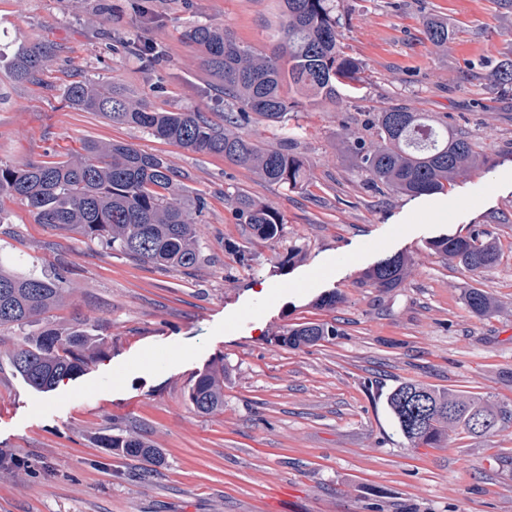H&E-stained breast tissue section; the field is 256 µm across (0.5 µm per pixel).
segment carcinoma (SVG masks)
Masks as SVG:
<instances>
[{"label":"carcinoma","mask_w":512,"mask_h":512,"mask_svg":"<svg viewBox=\"0 0 512 512\" xmlns=\"http://www.w3.org/2000/svg\"><path fill=\"white\" fill-rule=\"evenodd\" d=\"M277 51L271 55L240 44L224 28L200 23L185 38L201 53V67L234 109L224 124L212 123L199 109L159 112L103 85L75 81L65 98L82 112H98L111 121L141 128L154 137L198 153L246 166L266 181L298 189L306 185L305 162L287 145L288 90L306 98H334L341 87L356 89V63L340 49L335 0H283ZM427 39L448 44V23L431 17L424 22ZM55 55L40 41L15 53L9 68L18 82L37 83ZM487 80L512 91V59H503ZM262 120L283 135L279 148H264L236 129ZM377 142L354 145L360 167L373 187L405 195L443 193L453 180L472 169L490 166L463 133L437 127L422 112L392 106L375 119ZM187 175L162 157L123 142L98 143L68 161H43L23 168L0 164V201L16 200L38 224L73 227L100 242L115 255L171 269H189L201 259L199 217L207 207L201 195L183 194ZM236 220L261 240L280 236L285 224L274 208L250 196L231 200ZM430 248L461 269L483 273L500 254L487 230L448 235ZM406 260L389 256L363 272L361 281L381 290L401 287ZM68 283L62 274L16 272L0 262V327H37L10 356L14 370L28 386L45 391L84 372L93 348L92 329L79 323L67 332L39 326L40 316L62 298ZM465 302L475 315L491 309L486 292L471 288ZM339 335L331 322L286 325L277 342L288 349L314 345ZM187 397L198 412L224 410V366L199 373ZM386 404L399 432L414 446L434 448L452 429L475 435L491 432L512 415L473 396L436 391L406 381L392 388ZM485 423L481 427L478 422ZM105 447L125 457L161 461V453L138 433L105 437Z\"/></svg>","instance_id":"carcinoma-1"}]
</instances>
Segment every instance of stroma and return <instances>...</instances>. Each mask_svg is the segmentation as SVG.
Wrapping results in <instances>:
<instances>
[{
  "mask_svg": "<svg viewBox=\"0 0 512 512\" xmlns=\"http://www.w3.org/2000/svg\"><path fill=\"white\" fill-rule=\"evenodd\" d=\"M281 12V0H0V55L38 40L58 49L38 84L0 64V163L128 142L187 174L189 195L208 202L191 270L114 255L35 223L20 202L0 204L10 216L0 260L64 271L69 283L45 323L96 331L86 371L40 393L10 364L24 331L0 328V512H512V420L416 448L385 401L414 381L512 410V93L487 79L512 58V10L498 0H336L363 81L333 101L297 97L288 125L309 173L300 189L64 99L68 84L90 81L223 122L228 107L184 32L212 23L268 53ZM431 16L447 22V46L426 40ZM144 41L162 45L159 62L128 51ZM396 104L467 132L491 168L438 194L370 190L351 143L373 144L367 118ZM240 194L284 215L280 237L260 241L236 223ZM475 229L500 248L489 272L461 271L429 247ZM393 255L408 260L402 287L362 284L364 269ZM470 288L491 296L488 314L470 312ZM332 291L335 310L312 308ZM307 321L335 322L339 334L296 350L275 342L284 325ZM219 363L224 409L199 413L186 393ZM116 427L160 448L162 464L103 448Z\"/></svg>",
  "mask_w": 512,
  "mask_h": 512,
  "instance_id": "35a3bbf8",
  "label": "stroma"
}]
</instances>
